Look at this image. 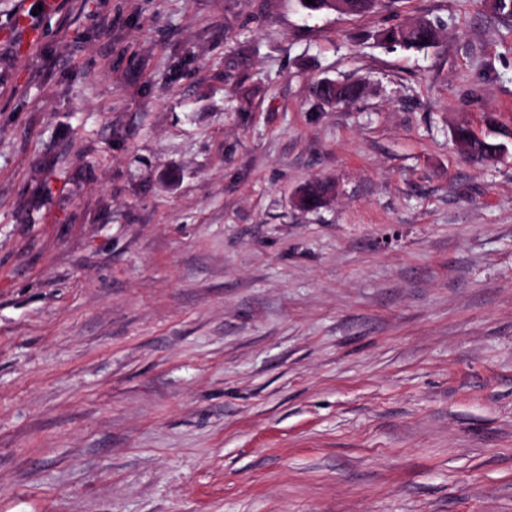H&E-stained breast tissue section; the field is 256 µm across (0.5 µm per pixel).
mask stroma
<instances>
[{"mask_svg": "<svg viewBox=\"0 0 512 512\" xmlns=\"http://www.w3.org/2000/svg\"><path fill=\"white\" fill-rule=\"evenodd\" d=\"M56 2L0 0V512H512V148L455 142L512 19ZM391 37V40H388ZM438 37L437 27L427 20H418L411 27L393 26L381 33L383 42L406 49H425ZM332 84H333L332 80L322 81L323 88H326ZM323 88H319L316 86V94L322 101H324L326 103H328V102L325 99L334 101L336 104L348 103V102L358 99L360 94L362 93L361 86L355 82L336 83V88L333 93L334 96L330 97V98L325 97ZM331 187L323 182H312L307 184L300 191L298 204H301L303 208H316L322 204L325 197L330 192Z\"/></svg>", "mask_w": 512, "mask_h": 512, "instance_id": "1", "label": "stroma"}]
</instances>
